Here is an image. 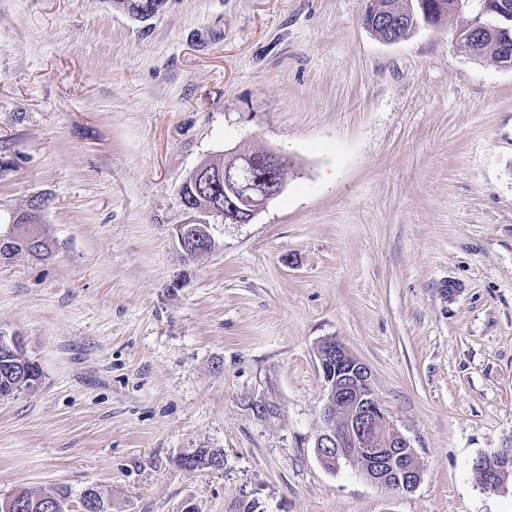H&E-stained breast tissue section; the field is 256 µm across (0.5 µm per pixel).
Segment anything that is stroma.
Listing matches in <instances>:
<instances>
[{
    "mask_svg": "<svg viewBox=\"0 0 512 512\" xmlns=\"http://www.w3.org/2000/svg\"><path fill=\"white\" fill-rule=\"evenodd\" d=\"M362 0H0V331L39 388L0 399V492L95 488L111 512H512L478 456L512 439V68L465 17L387 44ZM290 160L248 224L185 262L179 188L225 149ZM371 369L422 481L325 470L319 344ZM220 448L224 467L176 458ZM145 1H148L150 4H153L152 13L148 17L151 18L163 12L167 8V3L169 0H108L113 10L129 14L133 17L140 18L143 17V15H139L137 13V10L139 8V5ZM45 207L46 202L42 199L36 198L33 199L30 203V211L15 217L14 224L11 225H13V234L17 241L6 244L5 242H0V263H9L15 256L21 253H27L30 255L31 253H34L35 250H38V253L35 254L36 258H43L50 255L53 246L52 240L50 237L48 238L46 236L44 231L42 234L43 240L40 241L41 237L37 239L40 236L42 230L39 224L31 225L27 228L29 239L37 240H34L32 244L27 246V251L21 246L22 240L24 241L26 239V225L35 224L38 217L36 212H40ZM31 249H33V251Z\"/></svg>",
    "mask_w": 512,
    "mask_h": 512,
    "instance_id": "35a3bbf8",
    "label": "stroma"
}]
</instances>
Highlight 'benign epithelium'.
<instances>
[{
	"label": "benign epithelium",
	"mask_w": 512,
	"mask_h": 512,
	"mask_svg": "<svg viewBox=\"0 0 512 512\" xmlns=\"http://www.w3.org/2000/svg\"><path fill=\"white\" fill-rule=\"evenodd\" d=\"M404 9L396 12L381 10L377 0H365L363 25L385 30L383 41L396 43L408 38L420 24L436 25L438 0H403ZM472 17L458 32L460 42L469 44L468 53L476 58L481 52L485 31L492 15H504L512 20V4L507 0H453L448 13ZM253 158L232 148L224 151V168L212 169L207 164L193 171V178L236 185V205L223 211V201L195 206L182 204L188 214L183 224L173 226L172 235L185 243L186 232L194 224H210V217L224 215V223L245 224L274 200L284 184L276 183L269 189H256L237 182L238 174L247 172ZM320 367L326 388L322 408L323 427L316 435L314 453L327 470L336 471L352 463L353 456L362 461V471L372 483L389 485L387 475L396 474L400 493L414 491L421 482L422 469L410 441L398 433L382 407L373 387L372 372L367 364L354 356L342 344L324 345L319 352ZM496 459L499 465L483 472L479 486L496 492L503 487V473L512 470V446H504L485 454L481 460Z\"/></svg>",
	"instance_id": "1"
}]
</instances>
